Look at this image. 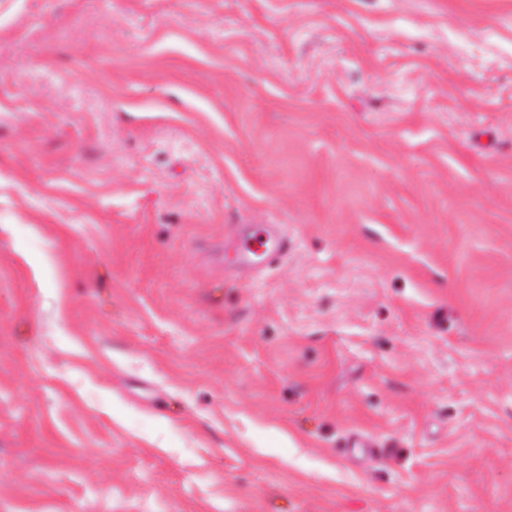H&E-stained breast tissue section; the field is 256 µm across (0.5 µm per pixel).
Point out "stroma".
Returning a JSON list of instances; mask_svg holds the SVG:
<instances>
[{"label":"stroma","mask_w":512,"mask_h":512,"mask_svg":"<svg viewBox=\"0 0 512 512\" xmlns=\"http://www.w3.org/2000/svg\"><path fill=\"white\" fill-rule=\"evenodd\" d=\"M0 512H512V0H0ZM274 225L255 227L240 240L237 246L238 260L249 266L261 264L288 251V239L274 231Z\"/></svg>","instance_id":"1"}]
</instances>
